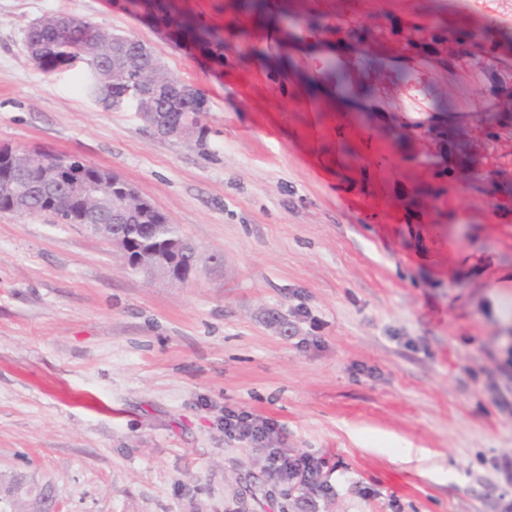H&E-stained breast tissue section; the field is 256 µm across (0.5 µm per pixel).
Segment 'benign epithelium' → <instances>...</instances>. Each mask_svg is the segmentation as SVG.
Instances as JSON below:
<instances>
[{
  "instance_id": "obj_1",
  "label": "benign epithelium",
  "mask_w": 512,
  "mask_h": 512,
  "mask_svg": "<svg viewBox=\"0 0 512 512\" xmlns=\"http://www.w3.org/2000/svg\"><path fill=\"white\" fill-rule=\"evenodd\" d=\"M165 91L163 82H144L139 93L134 96L143 113L141 117L157 134L164 137H185L197 133V122L191 112L176 114L162 112L154 107L156 99ZM60 155L37 149L30 152L29 167L43 175V182L48 184V192L56 193L59 189L70 194V203L81 212L88 211L84 203L88 200L98 202V208L108 213L110 224H94L92 228L101 233L110 244L125 256V266L135 272L153 277L180 281L185 274L196 269V249L188 240L178 236L169 240L161 249L135 253L130 248L126 236L119 230L126 220L136 217L146 220L152 216L160 218L162 211L150 201L139 195L136 188L120 174L103 172L88 180L80 179L75 172L62 175L57 167ZM4 195L12 201H24L26 186L7 177L3 181ZM11 493L0 498L1 504H12L14 499L22 496L36 497L41 502V512H60L59 504L52 487L40 484L25 475H15L10 480Z\"/></svg>"
}]
</instances>
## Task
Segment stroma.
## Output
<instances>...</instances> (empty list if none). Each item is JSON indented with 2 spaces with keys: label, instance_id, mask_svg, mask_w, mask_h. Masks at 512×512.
Segmentation results:
<instances>
[{
  "label": "stroma",
  "instance_id": "obj_1",
  "mask_svg": "<svg viewBox=\"0 0 512 512\" xmlns=\"http://www.w3.org/2000/svg\"><path fill=\"white\" fill-rule=\"evenodd\" d=\"M171 2L223 64L131 0H0V145L117 172L201 256L152 282L88 226L0 212V473L53 482L61 512H502L512 191L493 162L512 123L442 170L421 88L478 114L468 69L311 29L488 23L506 54L512 0ZM52 14L155 48L204 95V137L104 110L82 67L35 68L24 37ZM230 412L273 431L227 433ZM271 448L321 460L317 482L272 475Z\"/></svg>",
  "mask_w": 512,
  "mask_h": 512
}]
</instances>
